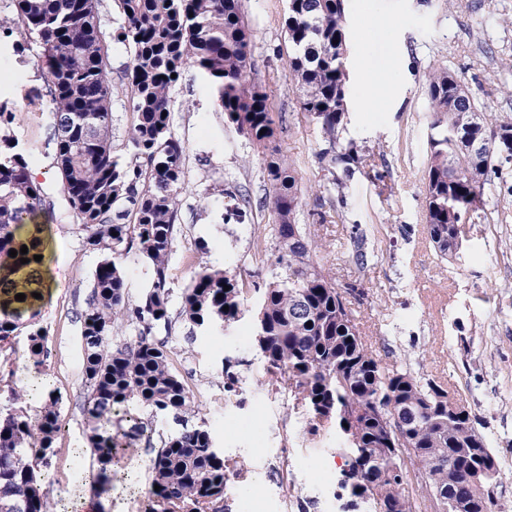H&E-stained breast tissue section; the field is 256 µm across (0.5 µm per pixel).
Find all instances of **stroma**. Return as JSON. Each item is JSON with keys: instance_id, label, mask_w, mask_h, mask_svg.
Masks as SVG:
<instances>
[{"instance_id": "35a3bbf8", "label": "stroma", "mask_w": 512, "mask_h": 512, "mask_svg": "<svg viewBox=\"0 0 512 512\" xmlns=\"http://www.w3.org/2000/svg\"><path fill=\"white\" fill-rule=\"evenodd\" d=\"M252 30L251 77L267 93L272 112L289 123L273 143L294 162L303 189L299 221L319 224V263L329 271L360 322L373 354L421 378L444 381L480 420L490 447L501 452L503 480L496 512H512V161L484 195V209L463 227L460 259L444 261L425 229V171L433 109L430 72L446 69L465 82L485 112L512 119V0H345L346 136L371 149L367 166L345 176L348 205L332 206L334 189L318 158L319 123L302 112L288 76L283 26L287 0H243ZM371 16L375 24L358 27ZM395 24L393 33L379 28ZM40 48L21 29H0V105L14 112L10 132L29 158L47 199L51 292L41 321L49 356L41 368L25 357L17 336L0 352V402L11 390L35 412L48 391L62 399V431L52 462L51 495L63 512L85 493L101 512H142L152 473L144 444L123 449L112 481L91 487L93 467L82 403L78 314L90 292L97 255L83 248L49 146L51 98L37 67ZM393 67L398 106L361 112V63ZM173 129L185 146V189L179 232L170 259V286L180 295L195 270L224 268L252 283L270 275L275 249L256 254L253 240L268 235L263 168L266 153L225 123L201 73L186 68L171 90ZM249 196L242 218L228 217L224 191ZM368 231L366 269L357 266L352 225ZM355 291H348V284ZM169 345L192 386L198 417L226 457L237 461L224 491V512H336V477L345 464L333 429L310 431L309 414L282 385H274L254 346L251 321L204 333L176 320ZM239 377L224 388L222 363Z\"/></svg>"}]
</instances>
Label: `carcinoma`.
Instances as JSON below:
<instances>
[{"label": "carcinoma", "mask_w": 512, "mask_h": 512, "mask_svg": "<svg viewBox=\"0 0 512 512\" xmlns=\"http://www.w3.org/2000/svg\"><path fill=\"white\" fill-rule=\"evenodd\" d=\"M102 2L10 0L12 13L0 16V28L34 33L42 44L61 190L85 248L100 256L79 314L87 440L103 483L112 479L120 449L141 441L151 448V485L160 489H149L143 512H223L233 466L205 423L192 421L195 396L168 348L169 261L185 187V148L172 128L170 91L186 66L196 67L227 122L264 150L286 117L271 112L266 93L248 79L252 32L241 0H115L120 23L111 31ZM345 23L344 0H288L291 82L301 109L319 115L320 160L349 172L363 164L365 150L345 137ZM113 41L131 56L121 86L132 115L125 155L112 141ZM427 96L434 118L424 223L439 255L455 260L463 249L460 225L483 207L503 160L498 142L512 138V122L492 120L449 71L429 75ZM263 180L277 241L271 277L244 289L235 275L202 266L182 289L180 317L200 330L226 328L244 315L249 292L259 295L253 337L267 372L287 378L308 408L311 431L336 426L337 451L348 457L336 480V499L349 504L343 512H494L500 456L476 418L462 405L451 408L442 383L373 355L316 260L314 225L298 223L302 192L294 165L272 152ZM51 216L28 157L10 133L0 132V349L24 334L36 367L49 354L41 300L32 293L48 284ZM24 245L27 254L9 256ZM131 255L152 267L149 287L135 298L123 274ZM22 257L30 262L20 263ZM18 293L25 301L15 300ZM19 399L15 393L0 406V512H14L12 505L51 512L48 470L62 430L59 397L49 394L33 416L15 407ZM157 419L174 428L156 446Z\"/></svg>", "instance_id": "cac0c4a2"}]
</instances>
